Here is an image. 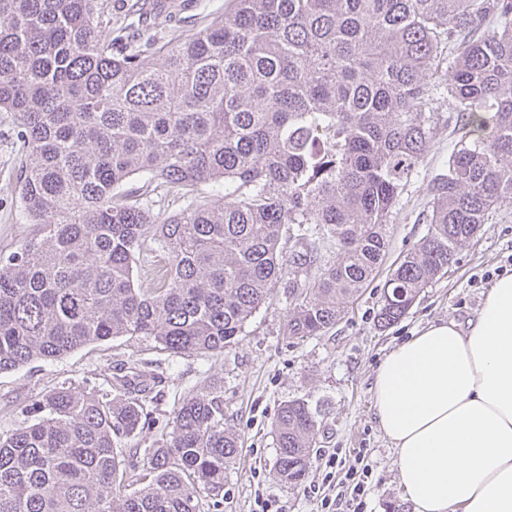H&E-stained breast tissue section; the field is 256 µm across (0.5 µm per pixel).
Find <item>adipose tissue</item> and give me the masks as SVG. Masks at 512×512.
Wrapping results in <instances>:
<instances>
[{
    "label": "adipose tissue",
    "instance_id": "obj_1",
    "mask_svg": "<svg viewBox=\"0 0 512 512\" xmlns=\"http://www.w3.org/2000/svg\"><path fill=\"white\" fill-rule=\"evenodd\" d=\"M371 390L414 512H512V275L394 348Z\"/></svg>",
    "mask_w": 512,
    "mask_h": 512
}]
</instances>
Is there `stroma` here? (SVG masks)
Masks as SVG:
<instances>
[{
  "mask_svg": "<svg viewBox=\"0 0 512 512\" xmlns=\"http://www.w3.org/2000/svg\"><path fill=\"white\" fill-rule=\"evenodd\" d=\"M100 2L112 17L113 35L134 30L145 38H167L200 28L229 4V0H170L169 8L159 11L157 0ZM432 107L439 116L433 137L388 224L384 260L388 266L427 233L424 216L430 190L439 175L447 173L448 157L462 134L460 127L448 123L454 103L446 91L435 93ZM17 131L15 113L1 111L0 257L18 251L39 231L20 208ZM500 270H512L511 206L482 224L477 236L459 249L448 272L424 288L406 317L390 328L380 329L376 322L384 275H377L333 328L303 341L283 334L289 301L287 290L280 287L220 354L173 356L152 339L120 336L0 373V433L26 422L31 405L61 385L81 387L105 374L135 373L152 402L144 429L129 443L147 448L185 398L215 385L223 399L224 427L241 441L239 457L224 475L221 512H253L258 488L274 496L282 512H317V502L305 496L303 486L282 483L275 470L274 421L284 404L301 399L316 418L317 447L334 448L342 455L353 448L368 449L374 486L366 498V512H414L397 479L393 448L377 425L373 376L385 355L421 328L473 317Z\"/></svg>",
  "mask_w": 512,
  "mask_h": 512,
  "instance_id": "1",
  "label": "stroma"
}]
</instances>
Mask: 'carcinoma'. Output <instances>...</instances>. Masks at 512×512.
Masks as SVG:
<instances>
[{"label": "carcinoma", "instance_id": "carcinoma-1", "mask_svg": "<svg viewBox=\"0 0 512 512\" xmlns=\"http://www.w3.org/2000/svg\"><path fill=\"white\" fill-rule=\"evenodd\" d=\"M428 74L463 134L428 232L389 270L381 328L512 206V0H232L164 41L112 36L98 0H0V109L17 113L21 207L40 226L0 260V372L116 336L221 353L280 284L284 335L324 334L387 254L436 127ZM204 184L224 204L200 201ZM157 191L183 206L159 218ZM103 383L52 390L0 435V512H202L203 493L218 512L239 455L221 396L184 399L142 450L122 440L143 429V389ZM274 432L277 475L298 485L314 413L290 401Z\"/></svg>", "mask_w": 512, "mask_h": 512}]
</instances>
